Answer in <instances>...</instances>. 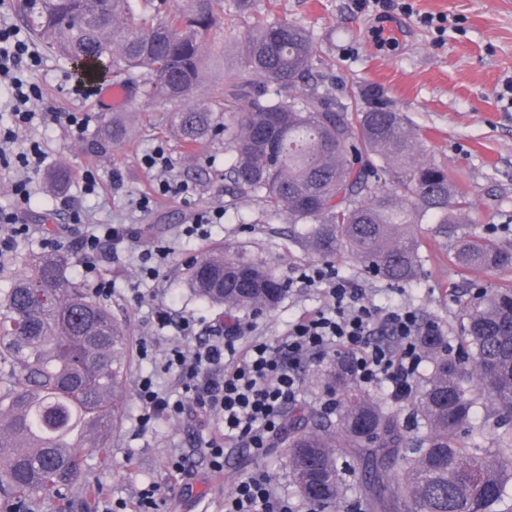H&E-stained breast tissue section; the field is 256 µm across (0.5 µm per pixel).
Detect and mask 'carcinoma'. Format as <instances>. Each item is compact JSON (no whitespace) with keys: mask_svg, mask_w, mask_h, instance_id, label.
Listing matches in <instances>:
<instances>
[{"mask_svg":"<svg viewBox=\"0 0 512 512\" xmlns=\"http://www.w3.org/2000/svg\"><path fill=\"white\" fill-rule=\"evenodd\" d=\"M186 0L156 19L134 17L131 0H26V19L81 82L104 74L163 104L160 123L189 150L218 137L230 153L224 178L266 216L305 225L301 240L320 259L348 253L368 275L409 283L420 273L411 232L429 220L453 231L468 202L435 159H418L419 132L375 92L337 96L323 85L312 32L278 20L248 27L236 81L222 98L189 106L209 62L223 55L215 6ZM128 117L115 113L90 143L121 145ZM464 274L512 267V251L486 238L458 242ZM73 256L47 251L23 260L0 296V508L94 493L75 449H98L121 417L128 333L107 305L68 273ZM188 282L209 306L259 314L286 285L274 270L215 247L192 261ZM462 351L448 354L439 329L420 337L433 370L416 397L424 438L413 442L394 415L359 385L354 358L336 356L324 380L340 407L317 419L288 411V455L299 493L336 512L339 460L369 469L360 512H505L512 490V288L479 290L460 308ZM493 409V447L465 444L473 406Z\"/></svg>","mask_w":512,"mask_h":512,"instance_id":"1","label":"carcinoma"}]
</instances>
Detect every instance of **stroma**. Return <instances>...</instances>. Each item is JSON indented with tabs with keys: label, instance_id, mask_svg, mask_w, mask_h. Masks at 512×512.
<instances>
[{
	"label": "stroma",
	"instance_id": "obj_1",
	"mask_svg": "<svg viewBox=\"0 0 512 512\" xmlns=\"http://www.w3.org/2000/svg\"><path fill=\"white\" fill-rule=\"evenodd\" d=\"M409 3L412 11L405 14L376 6L374 0H255L253 16L306 25L318 55L327 63L325 85L334 93L381 88L424 134L427 155L445 166L470 202L455 235L441 233L435 224L416 226L423 271L405 286L367 276L354 257L334 260L340 274L366 288L375 304L414 305L424 320L438 323L454 345L460 306L470 297L453 259L457 240L487 237L512 249V0ZM217 13L221 25L232 27L234 37L225 41L223 60L212 66L207 82L194 93L197 104L223 93L235 78L236 38L245 25L235 14L233 0H221ZM429 15L436 17V24L426 23ZM383 27L396 34L392 46L376 44L374 32ZM37 52L41 66L36 78L44 104L59 112L87 114L88 124L79 134L63 123H37L19 131V140H39L47 159L34 177V196L23 215L35 231L18 238L12 253L0 256V292L21 270L24 256L41 252L43 237H58L62 249L72 250L71 236L64 232L65 221L56 208L61 194L87 211L89 223L132 224L141 242L163 239L175 249L170 264L153 282L141 281L134 259L99 263L98 277L112 283L106 302L127 327L129 340L122 418L112 430V464L102 466L96 449H80L84 476L96 486V496L48 499L38 503L37 512H104L121 503L130 508L139 489L151 482L170 488L162 512H224V500L239 478L260 471L270 476L279 494L298 497L283 452L286 429H279L260 453L228 445L224 469L215 472L200 446L222 436L224 426L217 414L194 407L180 418L157 421L152 431L141 435L136 399L138 381L147 374L154 375L161 387L177 390L175 377L161 372L159 365L163 351L179 339L174 324L181 317H194L205 329L237 322L252 336L273 340L284 334L289 320L322 303L321 292L295 286L277 307L254 316L204 305L187 286L192 259L222 245L267 262L281 280L295 278L299 269L314 262L297 238L298 227L266 220L260 204L244 193L229 195L223 142L186 150L173 132L158 124L160 105L144 92L130 94L123 106L132 119L125 143L107 153H87V143L108 116L101 96L112 80L103 78L87 93H76L69 63L45 47ZM159 145L171 160L164 172L142 164L143 155ZM60 168L70 176L61 193L47 181L48 174ZM86 170L97 180L91 195L84 194L75 179L76 173ZM163 179L176 182L177 193H159ZM216 209L223 210L224 221L207 239L183 236L184 225L194 223L201 212ZM241 215L246 218L242 224L237 221ZM137 292L142 295L138 301L133 298ZM174 455L186 458L193 472L190 483L170 475L168 460Z\"/></svg>",
	"mask_w": 512,
	"mask_h": 512
}]
</instances>
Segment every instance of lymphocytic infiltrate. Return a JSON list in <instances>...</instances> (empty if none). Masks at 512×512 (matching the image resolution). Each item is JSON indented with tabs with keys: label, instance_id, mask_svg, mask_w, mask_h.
Segmentation results:
<instances>
[{
	"label": "lymphocytic infiltrate",
	"instance_id": "1",
	"mask_svg": "<svg viewBox=\"0 0 512 512\" xmlns=\"http://www.w3.org/2000/svg\"><path fill=\"white\" fill-rule=\"evenodd\" d=\"M39 65L38 55L19 30L0 26V95L11 117L9 125H0V160L14 157L22 171L12 186L16 208H0V253L32 232L20 209L30 202L31 174L40 171L46 160L39 141L18 144V130L38 118L64 121L79 132L86 125L85 118L74 112L61 114L49 108L35 112L43 97L30 75ZM60 205L68 229L77 234L75 246L85 275H94L104 246L115 249L138 236L125 224H87L85 213L69 200H61ZM299 279L306 287L322 290L324 304L295 321L286 336L254 341L245 352L235 347L240 326L214 328L204 335L196 332L192 319L181 320L177 328L182 341L169 348L162 366L164 372L176 374L181 392L173 394L151 377H142L137 387L139 433L148 432L157 418L183 415L190 403L214 410L224 423V437L208 440L204 448L211 469L222 471L225 443L257 450L267 447L282 412L298 397L306 365L331 352L354 353L359 382L386 387L397 401L409 398L420 383L425 360L420 347L425 326L417 311L410 306L381 310L364 303L361 288L339 276L330 263L308 266ZM225 512L298 509L274 491L265 474L254 473L238 482Z\"/></svg>",
	"mask_w": 512,
	"mask_h": 512
}]
</instances>
